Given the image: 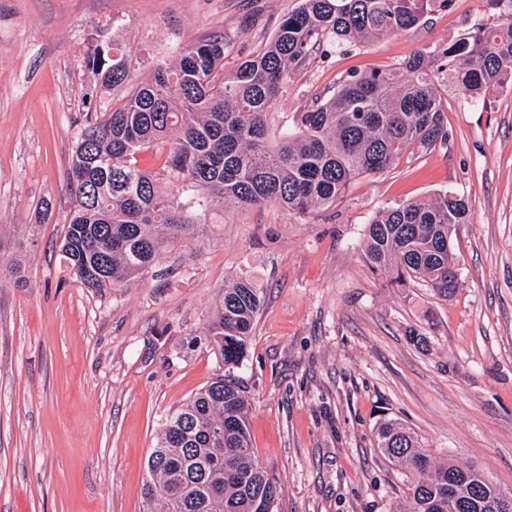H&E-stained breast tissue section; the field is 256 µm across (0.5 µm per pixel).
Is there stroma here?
<instances>
[{
  "label": "stroma",
  "mask_w": 512,
  "mask_h": 512,
  "mask_svg": "<svg viewBox=\"0 0 512 512\" xmlns=\"http://www.w3.org/2000/svg\"><path fill=\"white\" fill-rule=\"evenodd\" d=\"M298 0H0V512H146L145 462L165 415L218 373L206 336L218 293L247 274L262 306L236 375L256 458L278 512H395L406 479L381 455L390 413L439 461L478 467L512 491V85L485 103L444 95L447 144L408 147L308 215L277 204L195 212L203 236L171 241L117 290L86 288L59 251L67 171L95 78L96 44L119 43L137 78L187 44L224 35L225 73L258 51ZM512 0H452L368 45L321 42L293 67L271 138L353 73L392 68ZM451 191L459 287L397 288L360 245L372 219ZM426 336V347L413 335Z\"/></svg>",
  "instance_id": "35a3bbf8"
}]
</instances>
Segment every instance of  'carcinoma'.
<instances>
[{
  "label": "carcinoma",
  "instance_id": "1",
  "mask_svg": "<svg viewBox=\"0 0 512 512\" xmlns=\"http://www.w3.org/2000/svg\"><path fill=\"white\" fill-rule=\"evenodd\" d=\"M451 2L299 0L268 44L229 77L222 36L187 45L172 63L156 62L136 85L120 46H95L85 63L98 90H131L102 112L86 95V123L68 169L74 207L60 243L70 270L88 288H122L170 240L197 235L190 213L215 198L226 210L274 201L287 213L310 214L335 204L355 178L389 169L408 146L446 143L441 89L481 101L511 81V21L478 25L390 71L344 80L275 143L267 126L291 67L322 40L374 42ZM145 150L159 152L158 168L138 166ZM467 211L465 199L448 192L385 209L361 250L395 287L420 279L448 298L459 285L448 238ZM260 306L251 278L224 286L207 329L224 373L165 416L146 464L147 512H274L280 491L251 448L249 398L234 374ZM377 444L406 477L399 512H493L498 486L474 466L434 462L401 419H379ZM451 479L461 482L470 507L448 495Z\"/></svg>",
  "mask_w": 512,
  "mask_h": 512
}]
</instances>
